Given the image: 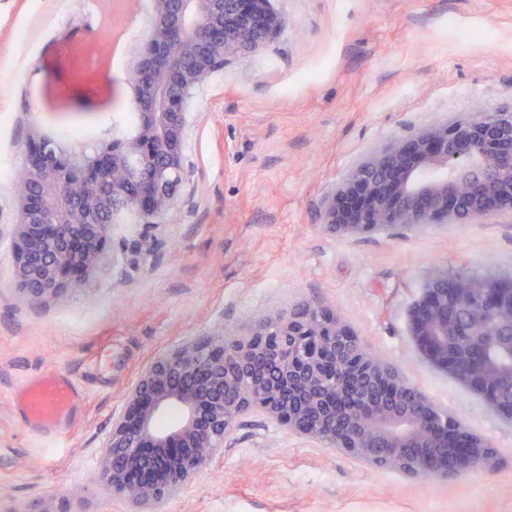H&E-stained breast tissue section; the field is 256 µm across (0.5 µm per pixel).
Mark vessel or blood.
Masks as SVG:
<instances>
[{
  "mask_svg": "<svg viewBox=\"0 0 512 512\" xmlns=\"http://www.w3.org/2000/svg\"><path fill=\"white\" fill-rule=\"evenodd\" d=\"M26 427L48 437L62 435L80 400V392L64 374L26 381L11 392Z\"/></svg>",
  "mask_w": 512,
  "mask_h": 512,
  "instance_id": "obj_1",
  "label": "vessel or blood"
}]
</instances>
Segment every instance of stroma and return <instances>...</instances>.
Masks as SVG:
<instances>
[{
	"label": "stroma",
	"mask_w": 512,
	"mask_h": 512,
	"mask_svg": "<svg viewBox=\"0 0 512 512\" xmlns=\"http://www.w3.org/2000/svg\"><path fill=\"white\" fill-rule=\"evenodd\" d=\"M285 27L194 92L184 180L155 224L118 232L83 288L43 305L14 287V185L31 125L90 149L131 112L128 72L151 0H0V512L70 498L128 512L90 477L141 371L178 343L248 330L299 301L340 315L371 351L496 450L492 469L421 479L357 463L251 412L224 452L158 512H512V426L431 368L409 313L432 276L512 277V222L394 227L321 223L326 189L375 147L475 105H512V0H272ZM153 253L137 260L135 239ZM64 373L82 399L60 441L33 434L9 393Z\"/></svg>",
	"instance_id": "1"
}]
</instances>
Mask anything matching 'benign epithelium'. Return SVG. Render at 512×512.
I'll use <instances>...</instances> for the list:
<instances>
[{
  "mask_svg": "<svg viewBox=\"0 0 512 512\" xmlns=\"http://www.w3.org/2000/svg\"><path fill=\"white\" fill-rule=\"evenodd\" d=\"M272 0H152L149 37L129 73L140 125L92 156L46 139L31 127L18 174L14 224L15 289L43 304L82 288L105 261L116 223L152 224L173 207L184 178L185 104L224 63L256 53L284 28ZM512 222V106L475 107L462 118L372 149L323 198L322 224L355 236L395 225ZM448 274L433 277L410 313V335L424 360L452 374L448 337L469 319V300L488 284L468 280L448 297ZM485 327L512 356V290L483 308ZM335 312L313 303L272 309L249 332L195 336L154 359L126 395L92 483L155 512L212 459L250 411L289 433L326 443L349 458L412 478H460L490 470L495 450L457 431L458 464L448 466V419L396 368L360 340ZM343 350L358 370V401L338 405L326 352ZM176 409L160 431L157 418Z\"/></svg>",
  "mask_w": 512,
  "mask_h": 512,
  "instance_id": "1",
  "label": "benign epithelium"
}]
</instances>
